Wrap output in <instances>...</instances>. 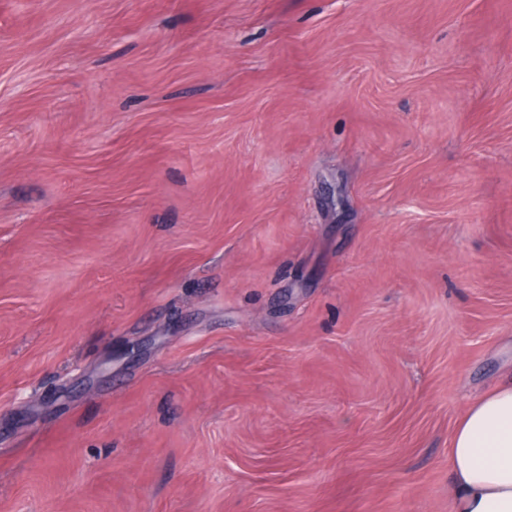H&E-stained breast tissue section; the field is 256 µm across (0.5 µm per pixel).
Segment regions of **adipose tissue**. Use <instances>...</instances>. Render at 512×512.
<instances>
[{
  "label": "adipose tissue",
  "instance_id": "ef3b65f1",
  "mask_svg": "<svg viewBox=\"0 0 512 512\" xmlns=\"http://www.w3.org/2000/svg\"><path fill=\"white\" fill-rule=\"evenodd\" d=\"M448 466L453 512H512V381L468 404Z\"/></svg>",
  "mask_w": 512,
  "mask_h": 512
}]
</instances>
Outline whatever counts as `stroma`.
<instances>
[{
    "instance_id": "obj_1",
    "label": "stroma",
    "mask_w": 512,
    "mask_h": 512,
    "mask_svg": "<svg viewBox=\"0 0 512 512\" xmlns=\"http://www.w3.org/2000/svg\"><path fill=\"white\" fill-rule=\"evenodd\" d=\"M512 378V0H0V512H450Z\"/></svg>"
}]
</instances>
